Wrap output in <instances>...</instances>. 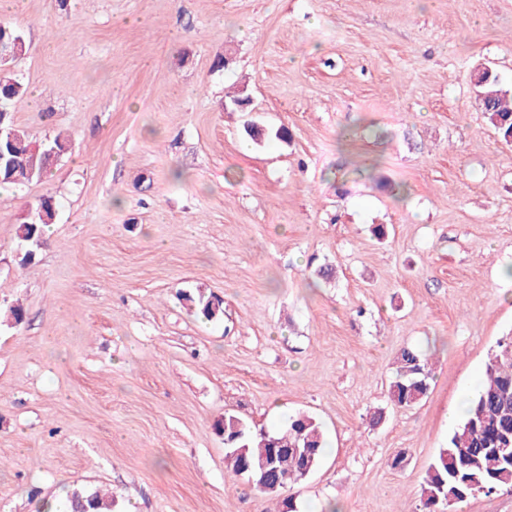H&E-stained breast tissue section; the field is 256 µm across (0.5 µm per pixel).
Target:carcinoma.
Listing matches in <instances>:
<instances>
[{"label": "carcinoma", "instance_id": "1", "mask_svg": "<svg viewBox=\"0 0 512 512\" xmlns=\"http://www.w3.org/2000/svg\"><path fill=\"white\" fill-rule=\"evenodd\" d=\"M14 59L0 63V113L8 111V103L26 92L15 78L10 65ZM474 85L485 118L504 142L512 141V104L506 103L507 92L488 68L478 72ZM0 146L6 148L14 168L0 169V183L40 181L53 165L48 151L63 153L70 144L66 136L55 135L47 142L30 140L16 129L12 116L0 126ZM52 198L42 199L17 224L15 236L23 246H32L43 239L44 231L54 219ZM196 314L207 321L224 317V301L218 296L197 289L186 296ZM429 370L421 356L410 348L400 351L397 366L389 385V399L396 407H410L427 395ZM224 434L225 458L235 474L248 476L300 474V448L309 455L311 467L320 462L325 440L322 426L306 413L288 418L280 428L269 431L256 428L234 415H226L214 425ZM278 448L274 454L271 449ZM512 489V336L503 337L489 360L485 379L470 399L462 421L429 467L421 485L422 512H457L459 504L473 493H493ZM285 488L269 487L261 491L266 497L279 500V512H297L293 499L282 497ZM116 500L98 491L74 488L67 492L63 512H114Z\"/></svg>", "mask_w": 512, "mask_h": 512}]
</instances>
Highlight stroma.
Segmentation results:
<instances>
[{"mask_svg":"<svg viewBox=\"0 0 512 512\" xmlns=\"http://www.w3.org/2000/svg\"><path fill=\"white\" fill-rule=\"evenodd\" d=\"M23 4L14 124L72 147L0 187V308L26 313L0 324V512L75 487L119 512H266L214 424L300 412L326 448L298 512H419L512 334V145L473 83L487 66L512 91V0ZM239 92L250 111L225 110ZM47 196L28 260L15 228ZM200 288L223 319L189 311ZM406 347L432 381L397 408Z\"/></svg>","mask_w":512,"mask_h":512,"instance_id":"obj_1","label":"stroma"}]
</instances>
